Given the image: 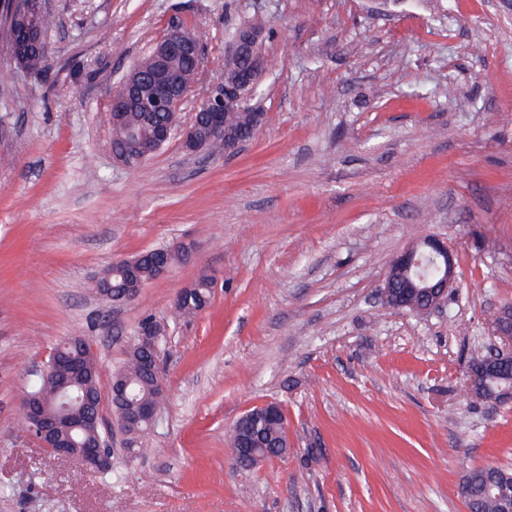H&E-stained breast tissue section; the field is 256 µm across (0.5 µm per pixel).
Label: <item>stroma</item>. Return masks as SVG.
Returning <instances> with one entry per match:
<instances>
[{"label": "stroma", "mask_w": 512, "mask_h": 512, "mask_svg": "<svg viewBox=\"0 0 512 512\" xmlns=\"http://www.w3.org/2000/svg\"><path fill=\"white\" fill-rule=\"evenodd\" d=\"M45 7L46 75L0 44V512H468V470H512V402L463 391L470 348L494 345L487 322L512 305V0ZM245 23L265 32L254 138L116 160L107 117L132 64L183 26L218 72ZM428 235L456 251L446 304L383 306L392 259ZM178 242L192 261L135 301L92 290L113 261ZM203 275L211 304L168 330L137 454L115 434L102 474L21 432L52 346L84 337L109 383L138 323ZM268 402L292 451L241 469L225 432Z\"/></svg>", "instance_id": "stroma-1"}]
</instances>
